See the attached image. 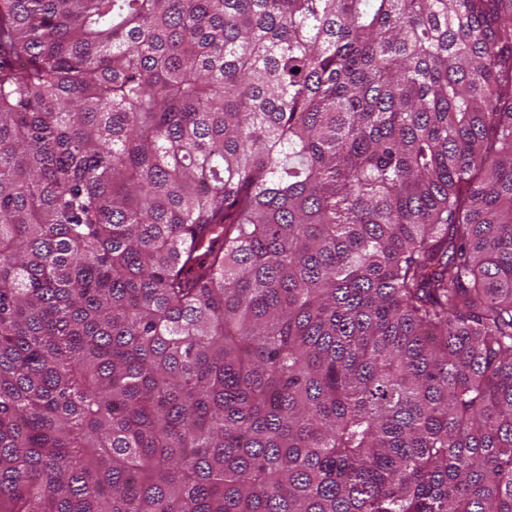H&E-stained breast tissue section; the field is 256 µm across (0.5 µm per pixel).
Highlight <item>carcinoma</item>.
<instances>
[{
	"mask_svg": "<svg viewBox=\"0 0 512 512\" xmlns=\"http://www.w3.org/2000/svg\"><path fill=\"white\" fill-rule=\"evenodd\" d=\"M0 512H512V0H0Z\"/></svg>",
	"mask_w": 512,
	"mask_h": 512,
	"instance_id": "1",
	"label": "carcinoma"
}]
</instances>
